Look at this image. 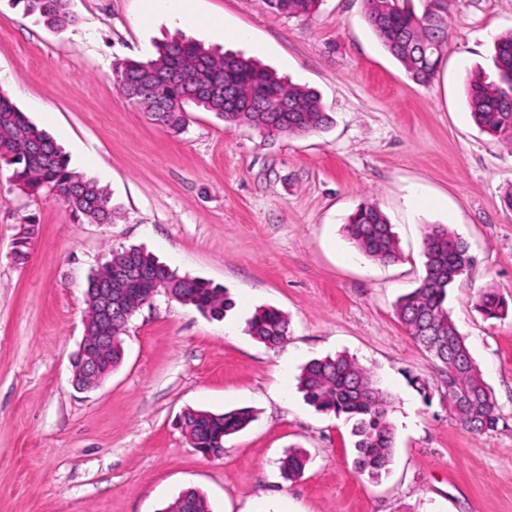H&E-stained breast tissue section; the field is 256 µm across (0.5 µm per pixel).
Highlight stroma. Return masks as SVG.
Wrapping results in <instances>:
<instances>
[{"label":"stroma","instance_id":"stroma-1","mask_svg":"<svg viewBox=\"0 0 512 512\" xmlns=\"http://www.w3.org/2000/svg\"><path fill=\"white\" fill-rule=\"evenodd\" d=\"M229 38L146 16L145 0H70L62 31L0 0V90L93 174L122 212L75 218L30 197L0 170V512H163L185 489L211 512H512V312L486 318L479 294L512 305V147L473 123L475 71L495 80L493 41L512 29V0H453L448 46L430 86L411 81L366 18L364 0H323L310 17L265 0H193ZM94 22L91 32L82 23ZM244 30L248 40L233 39ZM185 38L252 58L314 89L330 128L265 137L189 108L180 135L153 124L114 88L113 65L148 60ZM393 226L400 257L361 254L345 224L361 204ZM37 226L25 262L13 240ZM469 245L471 265L447 307L500 418L489 434L448 411L444 367L399 322L397 299L424 271L429 226ZM144 246L179 274L224 287L234 307L203 316L161 292L121 336V364L80 390L70 360L84 334L89 275L112 251ZM290 322L270 349L246 331L258 307ZM355 358L390 395L393 460L373 481L354 465L350 423L297 389L311 359ZM429 384V398L408 374ZM249 407L256 418L207 459L181 428L184 410ZM292 450L307 462L284 479Z\"/></svg>","mask_w":512,"mask_h":512}]
</instances>
